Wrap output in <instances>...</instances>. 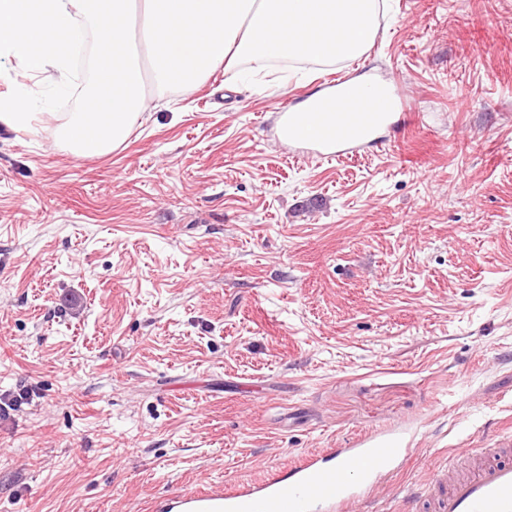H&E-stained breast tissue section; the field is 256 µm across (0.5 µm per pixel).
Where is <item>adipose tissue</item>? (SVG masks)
Here are the masks:
<instances>
[{
    "mask_svg": "<svg viewBox=\"0 0 512 512\" xmlns=\"http://www.w3.org/2000/svg\"><path fill=\"white\" fill-rule=\"evenodd\" d=\"M379 0H0V58L35 75H67L81 28L94 41L87 105L59 135L78 158L123 146L146 110V85L187 89L249 60H350L374 42ZM312 94L283 122L282 138L319 141Z\"/></svg>",
    "mask_w": 512,
    "mask_h": 512,
    "instance_id": "ef3b65f1",
    "label": "adipose tissue"
}]
</instances>
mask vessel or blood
Here are the masks:
<instances>
[{
    "mask_svg": "<svg viewBox=\"0 0 512 512\" xmlns=\"http://www.w3.org/2000/svg\"><path fill=\"white\" fill-rule=\"evenodd\" d=\"M319 111L326 118L338 116L340 128L316 143L296 142V157L356 154L364 142L359 132L373 121L376 104L329 93ZM400 454L389 444L362 439L337 453L334 464L310 453L262 482L179 496L172 507L174 512H353L375 499ZM476 456L479 463L470 474L457 475L452 465L438 471L404 496L398 512H512V432Z\"/></svg>",
    "mask_w": 512,
    "mask_h": 512,
    "instance_id": "obj_1",
    "label": "vessel or blood"
}]
</instances>
